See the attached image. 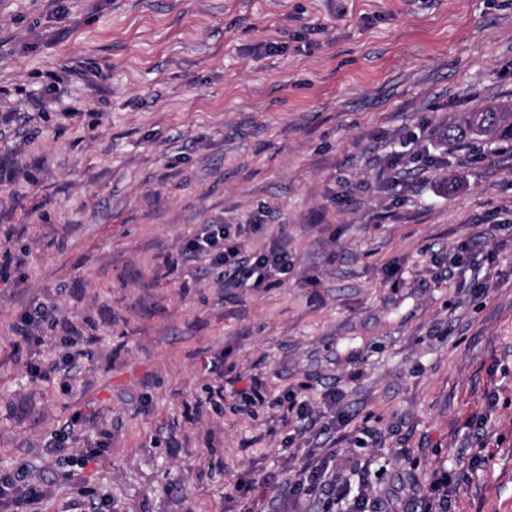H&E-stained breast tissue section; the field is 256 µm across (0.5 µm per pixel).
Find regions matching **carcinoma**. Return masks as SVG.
<instances>
[{"label":"carcinoma","mask_w":512,"mask_h":512,"mask_svg":"<svg viewBox=\"0 0 512 512\" xmlns=\"http://www.w3.org/2000/svg\"><path fill=\"white\" fill-rule=\"evenodd\" d=\"M442 138L450 144L466 139L512 144V107L494 102L475 112H463L443 130Z\"/></svg>","instance_id":"cac0c4a2"}]
</instances>
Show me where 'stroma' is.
<instances>
[{
    "label": "stroma",
    "mask_w": 512,
    "mask_h": 512,
    "mask_svg": "<svg viewBox=\"0 0 512 512\" xmlns=\"http://www.w3.org/2000/svg\"><path fill=\"white\" fill-rule=\"evenodd\" d=\"M490 102L512 103V0H0V167L22 173L0 186V472L49 484L28 512H89L83 487L111 512H317L279 487L322 457L394 512L448 468L450 512H512V146L440 137ZM412 136L447 167L392 166ZM267 208L243 248L287 243L284 284L230 294L181 261L195 225ZM38 303L66 324L31 345L13 324ZM74 347L70 378H30ZM332 390L343 439L281 424L285 393ZM78 411L71 459L48 454Z\"/></svg>",
    "instance_id": "35a3bbf8"
}]
</instances>
